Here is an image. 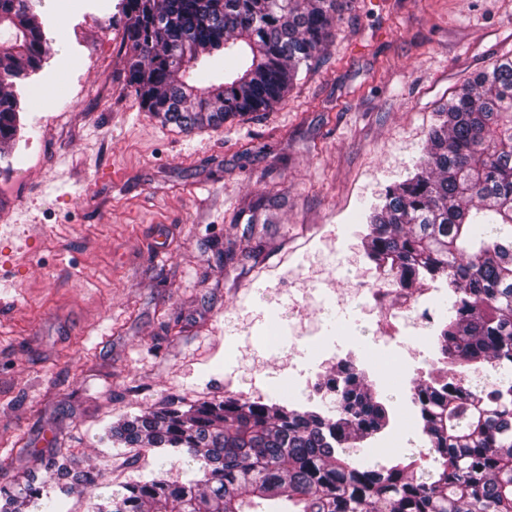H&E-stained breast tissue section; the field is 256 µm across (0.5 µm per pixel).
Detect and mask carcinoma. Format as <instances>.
<instances>
[{"instance_id":"1","label":"carcinoma","mask_w":512,"mask_h":512,"mask_svg":"<svg viewBox=\"0 0 512 512\" xmlns=\"http://www.w3.org/2000/svg\"><path fill=\"white\" fill-rule=\"evenodd\" d=\"M0 0V152L22 127L14 81L49 59L38 10ZM340 0H118L125 71L141 107L181 131L270 111L332 37ZM408 177L371 206L366 258L411 290L443 278L435 336L440 367L414 387L432 465H393L356 443L390 413L365 373L337 363L315 384L327 413L228 397L128 416L112 442L158 455L184 451L192 476L161 471L99 492L71 454L0 486V512H50L78 489L91 512H512V56L467 79L439 112ZM474 366L472 376L458 371Z\"/></svg>"}]
</instances>
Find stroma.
I'll return each instance as SVG.
<instances>
[{
	"mask_svg": "<svg viewBox=\"0 0 512 512\" xmlns=\"http://www.w3.org/2000/svg\"><path fill=\"white\" fill-rule=\"evenodd\" d=\"M58 3L46 33L78 67L46 68V105L15 83L25 129L0 158V485L59 449L115 486L187 471V454L139 455L105 432L171 403L300 402L345 359L390 410L365 448L415 453L412 393L439 356L447 285L403 344L384 339L382 311L410 295L366 258V217L439 107L512 52V0H342L283 101L189 132L126 86L121 27Z\"/></svg>",
	"mask_w": 512,
	"mask_h": 512,
	"instance_id": "stroma-1",
	"label": "stroma"
}]
</instances>
